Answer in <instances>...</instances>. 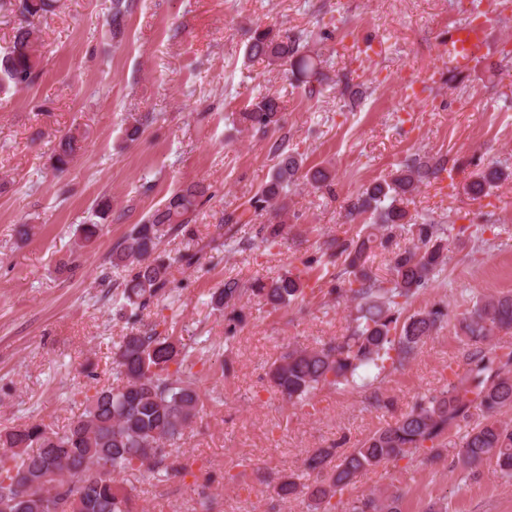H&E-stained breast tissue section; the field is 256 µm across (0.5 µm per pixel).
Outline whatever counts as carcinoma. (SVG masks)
Here are the masks:
<instances>
[{
    "label": "carcinoma",
    "instance_id": "1",
    "mask_svg": "<svg viewBox=\"0 0 512 512\" xmlns=\"http://www.w3.org/2000/svg\"><path fill=\"white\" fill-rule=\"evenodd\" d=\"M54 0H19L25 16H41ZM132 8V0H113L112 32L120 31ZM304 39L273 26L250 30L248 53L272 64L289 65L305 79L318 74L317 63L304 52ZM42 52L34 32L20 27L13 45L0 57V74L16 88L28 87L39 73ZM277 98L266 96L239 113L247 130L266 134L280 126ZM85 136H63L55 154V170L62 172L82 149ZM276 165L268 182L254 198L256 210H269L273 222L258 230L260 242L272 244L284 233L283 200L303 167L300 155L276 151ZM444 171L438 163L413 162L400 167L390 179L366 187L346 205L347 216L369 212L378 220L351 239L326 241L329 257L343 260L347 285L334 286L328 294L355 305L349 334L315 348H293L269 372L273 386L295 405L310 399L324 387H356L363 373L410 359L419 343L448 321V309L440 305L403 316L407 306L428 287L448 262L444 228L439 224L410 223L408 206L413 194ZM306 179L316 189H331L334 177L324 168L310 169ZM506 177L491 167L479 172L469 189L476 197ZM204 188L191 184L173 192L141 224L136 225L112 265L127 272L123 295L134 305L145 303L163 290L172 263H191L193 256L176 259L158 253L162 238L188 232ZM409 230L413 245L396 247L397 233ZM391 254L389 275L383 286L373 271L377 250ZM263 299L273 309L290 305L304 295L300 275L290 270L266 283L256 281L243 288L234 279L224 282L211 297L217 311L236 305L246 294ZM512 328V293L478 299L460 321V329L476 350L468 369L437 395L414 405L393 425L375 432L361 446L349 451L320 448L304 463L309 474L321 473L331 462L327 478L308 488L312 512L330 504L364 470L404 459L426 443L445 445L453 428L469 421L471 410L482 412L463 436L458 464L466 469L490 462L504 478H512V422L502 418L512 409V351L492 355V341L502 329ZM190 354L181 344L152 327L125 336L113 364L122 384L86 398L82 414L58 432L45 423L0 431V512H135L136 503L122 491L116 476L139 468L182 474L186 465L171 460L172 446L184 436L202 407L199 381L189 367ZM176 366L170 370V366ZM400 496L363 494L347 502L344 512H400Z\"/></svg>",
    "mask_w": 512,
    "mask_h": 512
}]
</instances>
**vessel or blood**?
I'll return each mask as SVG.
<instances>
[{"label": "vessel or blood", "mask_w": 512, "mask_h": 512, "mask_svg": "<svg viewBox=\"0 0 512 512\" xmlns=\"http://www.w3.org/2000/svg\"><path fill=\"white\" fill-rule=\"evenodd\" d=\"M496 26L495 13L481 6L476 18L449 28L444 63L452 71L474 69L489 49V34Z\"/></svg>", "instance_id": "b4317fda"}]
</instances>
